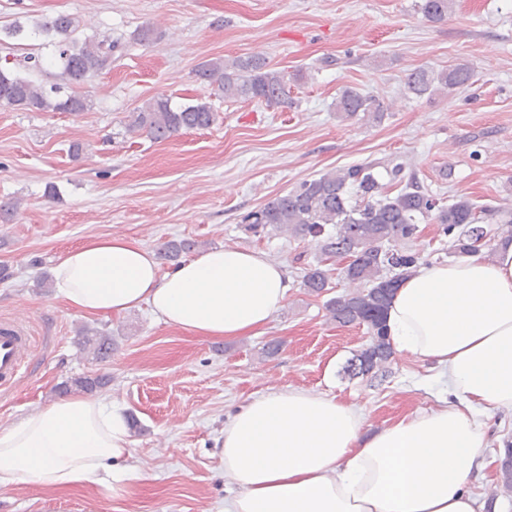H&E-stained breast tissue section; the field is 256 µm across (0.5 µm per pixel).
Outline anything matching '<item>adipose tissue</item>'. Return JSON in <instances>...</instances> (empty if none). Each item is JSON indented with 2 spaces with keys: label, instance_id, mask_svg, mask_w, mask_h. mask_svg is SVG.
Listing matches in <instances>:
<instances>
[{
  "label": "adipose tissue",
  "instance_id": "obj_1",
  "mask_svg": "<svg viewBox=\"0 0 512 512\" xmlns=\"http://www.w3.org/2000/svg\"><path fill=\"white\" fill-rule=\"evenodd\" d=\"M58 298L86 315L146 306L204 338L265 327L289 292L284 264L214 247L170 271L124 236L93 238L53 267ZM395 351L432 364L454 400L371 436L336 396L288 387L252 398L224 425V471L238 491L224 512H483L469 488L487 444L481 409L512 408V244L493 257L418 265L387 312ZM132 456L124 410L70 396L0 428V487L111 482Z\"/></svg>",
  "mask_w": 512,
  "mask_h": 512
}]
</instances>
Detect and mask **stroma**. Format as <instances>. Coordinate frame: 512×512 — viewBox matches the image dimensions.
Segmentation results:
<instances>
[{"label":"stroma","mask_w":512,"mask_h":512,"mask_svg":"<svg viewBox=\"0 0 512 512\" xmlns=\"http://www.w3.org/2000/svg\"><path fill=\"white\" fill-rule=\"evenodd\" d=\"M422 0H0V27L64 13L81 35L120 41L111 66L81 90L90 111H19L0 104V317L24 319L30 371L0 388L6 425L60 398L61 383L109 376L98 398L137 421L131 475L121 495L89 482L71 489L33 483L0 488V512H224L237 490L218 444L225 423L251 398L288 386L355 405L373 433L404 415L436 409L448 387L430 364L394 357L364 377L344 371L366 347L363 326L332 321L325 298L303 286L314 242L247 232L240 219L276 195L333 168L402 163L405 175L448 200L494 206L512 194V0H455L428 21ZM149 42L134 40L141 27ZM262 55L288 75L293 104L212 97L213 126L164 141L127 134L132 113L166 96H203L195 70L212 58ZM468 64L470 86L453 96L404 91L416 68ZM353 87L384 102L382 122L340 118ZM83 150L72 156L70 145ZM123 235L159 250L174 239L262 251L285 263L291 291L256 336L206 339L154 317L72 311L45 287L53 265L93 237ZM112 334L110 361L82 350L77 332ZM279 341L276 355L265 352Z\"/></svg>","instance_id":"35a3bbf8"}]
</instances>
